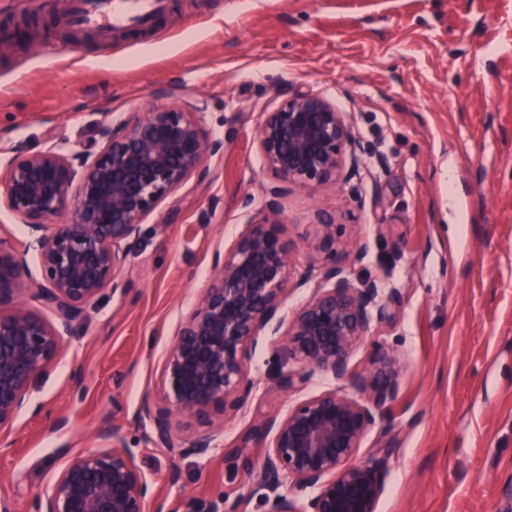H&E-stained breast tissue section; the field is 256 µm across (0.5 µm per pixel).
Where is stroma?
I'll return each mask as SVG.
<instances>
[{"instance_id":"obj_1","label":"stroma","mask_w":512,"mask_h":512,"mask_svg":"<svg viewBox=\"0 0 512 512\" xmlns=\"http://www.w3.org/2000/svg\"><path fill=\"white\" fill-rule=\"evenodd\" d=\"M45 1L0 0V145L81 147L173 87L204 102L224 155L208 183L145 220L118 272L129 296L107 291L88 305L31 389L42 414L0 430L10 512H30L103 426L152 478L164 512H268L255 492L269 444L260 419L334 386L315 373L288 387L298 365L277 337L250 347L252 399L208 454L187 451L198 421L181 420L173 447L154 448L139 414L158 394L178 322L210 283L214 251L262 215L269 180L253 140L280 89L333 100L362 156L345 185L282 198L298 276L334 260L401 299L350 361L364 371L379 345L404 363L356 457L382 462L378 512H512V0H169L151 31L114 34L107 51L96 33L55 26ZM320 211L337 222L332 258L303 248Z\"/></svg>"}]
</instances>
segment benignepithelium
I'll use <instances>...</instances> for the list:
<instances>
[{"instance_id":"1","label":"benign epithelium","mask_w":512,"mask_h":512,"mask_svg":"<svg viewBox=\"0 0 512 512\" xmlns=\"http://www.w3.org/2000/svg\"><path fill=\"white\" fill-rule=\"evenodd\" d=\"M104 128L100 140L79 150L21 143L0 147V210L26 227L16 245L0 236V429L25 411L37 415L30 390L72 335L86 307L109 289L125 296L116 277L144 221L189 181L209 176L208 161L224 155V139L205 134L198 102L168 101ZM262 113L255 144L269 176L267 212L212 257L208 288L192 304L167 349L160 392L144 405L149 440L173 446L177 419L194 418L207 430L189 451L202 455L224 428L216 418L242 409L253 382L245 370L249 344L268 330L286 357L305 371L288 376L303 385L315 372L340 384L261 419L270 436L260 498L269 512H377L384 493L378 465L353 464L367 435L395 398L401 372L397 353L374 349L366 374L350 366L353 350L375 327L392 322L398 292L376 279L352 278L342 265L321 273L310 297L285 321L277 316L288 297L294 249L277 221L280 199L293 188L343 185L362 158L348 115L326 96L282 92ZM310 253L336 257V224L319 211ZM50 313L27 307L28 283ZM351 384L368 398L343 389ZM101 446L69 458L32 512H147L152 480L133 453L107 427ZM289 486L291 495L281 492Z\"/></svg>"}]
</instances>
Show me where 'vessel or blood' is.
<instances>
[{
    "label": "vessel or blood",
    "mask_w": 512,
    "mask_h": 512,
    "mask_svg": "<svg viewBox=\"0 0 512 512\" xmlns=\"http://www.w3.org/2000/svg\"><path fill=\"white\" fill-rule=\"evenodd\" d=\"M164 6L165 0H69L66 21L108 36L116 30L151 27Z\"/></svg>",
    "instance_id": "b4317fda"
}]
</instances>
